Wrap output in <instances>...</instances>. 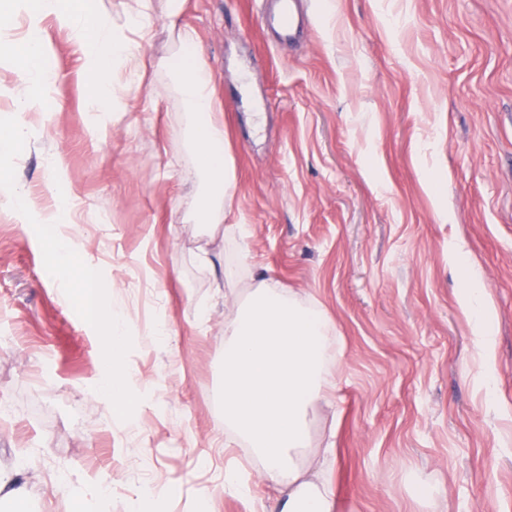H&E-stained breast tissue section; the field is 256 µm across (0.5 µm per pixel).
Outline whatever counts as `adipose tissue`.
Masks as SVG:
<instances>
[{
    "label": "adipose tissue",
    "mask_w": 512,
    "mask_h": 512,
    "mask_svg": "<svg viewBox=\"0 0 512 512\" xmlns=\"http://www.w3.org/2000/svg\"><path fill=\"white\" fill-rule=\"evenodd\" d=\"M122 26L112 25L83 0H0V57L23 55L19 112L41 110L55 83L46 69L50 51L40 23L54 16L60 26H80L86 64L87 104L120 102L140 65L142 46L126 34L147 32L154 24L148 0ZM26 16L22 40L10 38L19 16ZM179 92L193 122L198 168L205 192L189 194L185 205L198 223L222 224L235 187L234 162L225 149L224 118L213 97L214 77L198 57L179 68ZM235 316L224 326V426L247 443L260 480L279 493L277 512H333L327 478L330 449L311 447V410L325 400L332 371L328 340L333 327L316 306L300 303L267 277L245 299L234 300Z\"/></svg>",
    "instance_id": "1"
}]
</instances>
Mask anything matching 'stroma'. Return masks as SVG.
Here are the masks:
<instances>
[{
  "label": "stroma",
  "instance_id": "35a3bbf8",
  "mask_svg": "<svg viewBox=\"0 0 512 512\" xmlns=\"http://www.w3.org/2000/svg\"><path fill=\"white\" fill-rule=\"evenodd\" d=\"M300 46L266 0H187L142 45L141 81L92 127L77 29L42 23L58 74L0 156V512H259L276 491L221 446L225 295L274 277L335 326L336 388L311 413L334 445L337 512H512V0H308ZM214 75L236 188L211 232L181 201L203 183L174 68L181 29ZM73 205L69 237L125 321L120 352L60 277L58 225L9 203ZM475 260L494 310L477 353L448 254ZM242 275L224 285V265ZM164 334H157L156 325ZM125 378L133 404L106 387ZM245 463L247 497L225 490Z\"/></svg>",
  "mask_w": 512,
  "mask_h": 512
}]
</instances>
